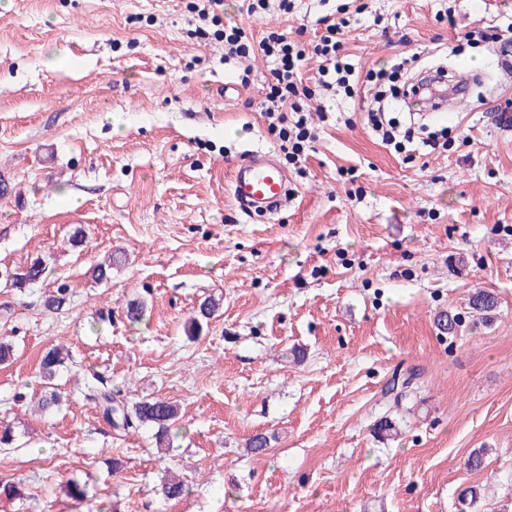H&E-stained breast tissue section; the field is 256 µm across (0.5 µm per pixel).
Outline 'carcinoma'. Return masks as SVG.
I'll list each match as a JSON object with an SVG mask.
<instances>
[{
    "label": "carcinoma",
    "instance_id": "carcinoma-1",
    "mask_svg": "<svg viewBox=\"0 0 512 512\" xmlns=\"http://www.w3.org/2000/svg\"><path fill=\"white\" fill-rule=\"evenodd\" d=\"M46 273V264L34 259L24 266L13 268L11 278L5 284L13 288H24L33 284ZM68 302V289L60 286L56 293L46 298L44 307L48 312L59 311ZM223 298L209 295L201 301L195 315L191 318L188 332L197 334L203 323L210 320L222 308ZM470 307L476 312L489 313L497 307L496 297L488 291H477L470 298ZM66 366V358L59 348L47 350L41 358L40 368L43 378L52 380L62 367ZM89 398L102 412L103 417L116 429L126 430L134 426H150L156 429L155 438L164 440L170 435V428L178 415L177 405L164 399L142 400L129 405L117 399L112 390L106 387L97 388ZM374 434L380 440H391L400 434L397 422L382 417L374 425ZM189 485L171 479L162 485V494L167 500H177L188 495Z\"/></svg>",
    "mask_w": 512,
    "mask_h": 512
}]
</instances>
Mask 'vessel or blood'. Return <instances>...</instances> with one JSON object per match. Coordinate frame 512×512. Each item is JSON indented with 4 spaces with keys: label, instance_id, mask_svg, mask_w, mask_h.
Listing matches in <instances>:
<instances>
[{
    "label": "vessel or blood",
    "instance_id": "1",
    "mask_svg": "<svg viewBox=\"0 0 512 512\" xmlns=\"http://www.w3.org/2000/svg\"><path fill=\"white\" fill-rule=\"evenodd\" d=\"M474 78L471 72L460 74V83L456 85L453 97L420 90L414 93L413 102L419 106L424 118L432 121L442 119L446 113L455 111L457 102L468 99L467 85ZM231 190L236 201L244 207L274 214L288 200V176L271 154L255 150L236 165Z\"/></svg>",
    "mask_w": 512,
    "mask_h": 512
}]
</instances>
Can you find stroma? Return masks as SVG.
Wrapping results in <instances>:
<instances>
[{
	"label": "stroma",
	"instance_id": "obj_1",
	"mask_svg": "<svg viewBox=\"0 0 512 512\" xmlns=\"http://www.w3.org/2000/svg\"><path fill=\"white\" fill-rule=\"evenodd\" d=\"M193 0H0V267L39 258L23 289L0 281V512H512V69L487 27L512 39V0H223L224 26L307 43L346 8L359 73L478 69L470 99L433 131L447 151L400 154L368 120L375 85L303 102L318 136L287 164L288 204L242 208L231 170L250 151L286 156L258 110L270 59L231 62L198 35ZM359 195H351L352 186ZM82 228L84 239L70 237ZM124 254L108 282L96 261ZM66 287L61 311L44 299ZM478 289L498 307H469ZM223 308L191 336L208 295ZM147 304L137 324L129 301ZM457 316L453 333L440 313ZM67 346L40 411L42 353ZM415 370L400 401L383 391ZM127 403L179 406L158 455L149 427L118 430L85 397L92 377ZM398 421V440L374 424ZM270 437L262 456L249 437ZM483 450L481 469L466 465ZM120 471H113V460ZM179 474L189 495L165 500ZM87 497L72 499L70 481ZM480 487L475 504L460 494Z\"/></svg>",
	"mask_w": 512,
	"mask_h": 512
}]
</instances>
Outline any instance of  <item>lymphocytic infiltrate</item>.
I'll return each mask as SVG.
<instances>
[{"instance_id":"lymphocytic-infiltrate-1","label":"lymphocytic infiltrate","mask_w":512,"mask_h":512,"mask_svg":"<svg viewBox=\"0 0 512 512\" xmlns=\"http://www.w3.org/2000/svg\"><path fill=\"white\" fill-rule=\"evenodd\" d=\"M222 0H196L194 9L200 20L217 25L216 35L224 41L225 59L246 56L260 51L272 59L269 91L260 110L271 130L277 131L281 148L289 161L300 163L309 150L316 135L307 125L301 105L303 97L309 96L313 88L341 92L353 97L360 84L353 65L344 53L341 33L347 25L346 18L324 19V30L312 48L290 40L278 31L267 32L259 41H251L246 31L238 26L220 28L217 8ZM316 55L321 64L314 85H307L303 69L307 55Z\"/></svg>"}]
</instances>
